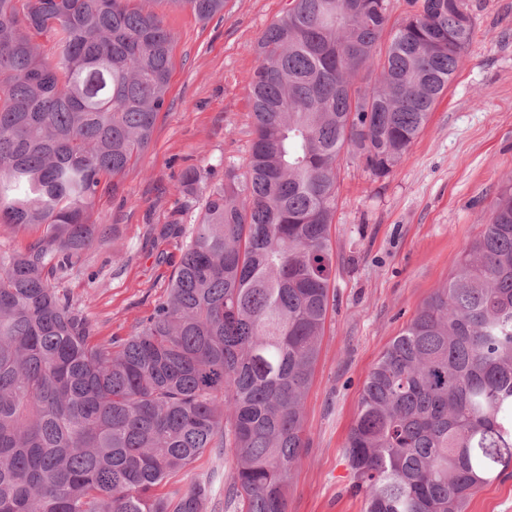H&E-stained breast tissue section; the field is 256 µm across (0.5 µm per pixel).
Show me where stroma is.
<instances>
[{"mask_svg": "<svg viewBox=\"0 0 512 512\" xmlns=\"http://www.w3.org/2000/svg\"><path fill=\"white\" fill-rule=\"evenodd\" d=\"M289 0H226L203 23L186 9L154 6L174 35L166 105L148 149L119 180L99 187L91 218L104 244L61 281L106 341L133 334L162 299L204 195L185 198L190 166L213 179L244 172L253 139L248 94L254 47ZM475 36L425 128L393 171L377 176L342 155L332 226L336 252L329 311L305 402L307 446L288 486L287 512H363L345 442L367 375L423 302L454 273L512 180V0H468ZM232 451L205 453L190 478L211 483L206 512H238L226 492ZM466 512H512V473L478 490Z\"/></svg>", "mask_w": 512, "mask_h": 512, "instance_id": "1", "label": "stroma"}]
</instances>
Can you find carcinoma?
Here are the masks:
<instances>
[{
    "label": "carcinoma",
    "instance_id": "carcinoma-1",
    "mask_svg": "<svg viewBox=\"0 0 512 512\" xmlns=\"http://www.w3.org/2000/svg\"><path fill=\"white\" fill-rule=\"evenodd\" d=\"M450 2L409 0L390 30L388 0H290L257 42L247 170L185 169L183 192L208 193L167 296L100 342L58 279L104 241L97 188L151 141L173 34L138 0H0V224L40 231L0 246V512H205L210 483L160 488L213 448L233 451L239 512H286L338 159L385 176L408 151L473 37ZM345 448L365 512H464L512 466V183L372 367Z\"/></svg>",
    "mask_w": 512,
    "mask_h": 512
}]
</instances>
